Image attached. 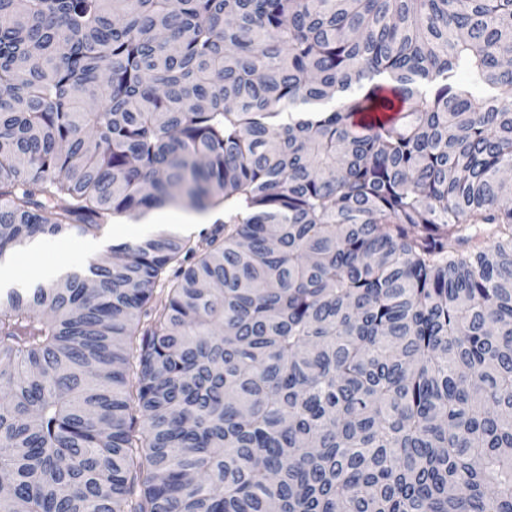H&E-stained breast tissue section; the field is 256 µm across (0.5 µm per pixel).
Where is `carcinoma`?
Wrapping results in <instances>:
<instances>
[{
    "label": "carcinoma",
    "mask_w": 512,
    "mask_h": 512,
    "mask_svg": "<svg viewBox=\"0 0 512 512\" xmlns=\"http://www.w3.org/2000/svg\"><path fill=\"white\" fill-rule=\"evenodd\" d=\"M512 0H0V512H512ZM217 215L213 214L208 218L205 214L175 212L171 210H153L145 215L140 221H130L124 219V232L119 235H112V224L105 228L102 235L98 237H85L77 234H65L48 236L54 242V249L46 243L42 237H36L34 243L42 247V251H51L48 253H38L25 249L7 255L2 261V268L7 271V276L0 283V293L3 296L9 289H34L41 286H49L58 278L70 272L84 273L90 262L109 254L112 244L127 241L136 242L144 239L155 232H142L141 226L145 230H151L156 225H174V226H194L202 224L195 235L203 230L216 228L220 224L212 223ZM141 222V224H140ZM79 245H83L82 250ZM53 268L60 271L53 278H48L47 273ZM11 269L13 274H10Z\"/></svg>",
    "instance_id": "obj_1"
}]
</instances>
